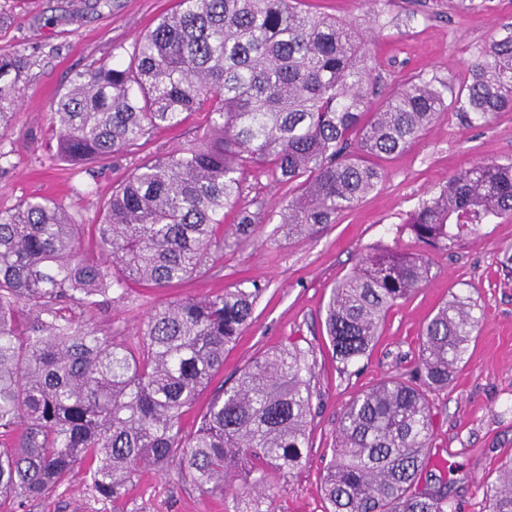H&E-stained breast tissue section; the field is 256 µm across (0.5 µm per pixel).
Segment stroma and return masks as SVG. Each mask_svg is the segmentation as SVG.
Listing matches in <instances>:
<instances>
[{
    "mask_svg": "<svg viewBox=\"0 0 512 512\" xmlns=\"http://www.w3.org/2000/svg\"><path fill=\"white\" fill-rule=\"evenodd\" d=\"M313 11L352 20L367 30L382 26L372 50L380 84L400 87L413 77L457 89L482 49L512 34V0H305ZM175 0H0V51L19 50L32 61L20 107L10 127L0 128V209L28 197L65 205L82 223L100 221L112 186L143 162L170 153L200 135L205 115L186 113L175 127L154 131L118 159L84 168L59 161L49 120L61 92L79 71L111 59L116 48L152 30ZM512 159V111L468 124L458 109L431 126L401 153L380 160L384 177L334 224L306 236L290 235L277 214L292 193L289 185L247 171L244 191L224 220V250L208 271L162 290L134 284L124 300L108 301L86 320L103 333L133 339L161 303L205 297L238 285L262 294L252 324L224 355L216 385L232 383L244 366L268 349L298 340L315 360L311 381L313 417L307 463L281 477L266 501L269 512H322L321 475L336 443V428L349 401L380 379L408 372L422 324L452 297L469 301L479 324L465 360L447 389L430 396L435 435L422 487L443 490L448 512H487L491 474L512 458V219L480 225L450 250L430 256L425 283L388 313L369 356L340 371L322 334L332 286L370 247L412 239L404 221L428 191L479 162ZM254 213L249 235H240L236 214ZM26 512H225L222 499L193 487L177 467L135 479L119 504L90 497L84 475L28 503Z\"/></svg>",
    "mask_w": 512,
    "mask_h": 512,
    "instance_id": "obj_1",
    "label": "stroma"
}]
</instances>
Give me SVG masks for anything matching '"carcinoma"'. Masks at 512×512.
Returning <instances> with one entry per match:
<instances>
[{
	"label": "carcinoma",
	"mask_w": 512,
	"mask_h": 512,
	"mask_svg": "<svg viewBox=\"0 0 512 512\" xmlns=\"http://www.w3.org/2000/svg\"><path fill=\"white\" fill-rule=\"evenodd\" d=\"M303 0H176L119 59L76 73L50 113L57 152L82 165L117 158L152 130L205 112L202 137L134 168L112 190L81 250L84 225L62 204L29 198L0 210V512L81 469L86 490L119 500L134 477L175 463L193 485L265 512L277 475L307 459L315 363L293 342L249 361L210 399L196 430L184 417L250 325L261 289L176 299L133 342L101 334L86 313L131 283L163 289L223 249L226 212L259 169L294 185L288 232L336 223L382 178L374 160L411 145L454 105L469 121L512 109V35L495 41L447 101L411 79L384 92L372 38ZM30 59L0 52V126L20 106ZM512 218V161L478 163L435 187L407 221L414 249L378 245L332 289L325 331L342 371L371 350L388 312L478 225ZM455 297L422 327L413 368L356 395L323 468L326 512H448L419 487L435 422L428 394L448 387L478 326ZM488 512H512V460L486 489Z\"/></svg>",
	"instance_id": "obj_1"
}]
</instances>
